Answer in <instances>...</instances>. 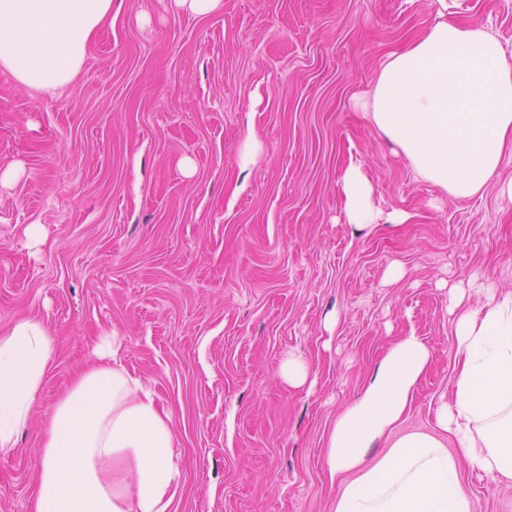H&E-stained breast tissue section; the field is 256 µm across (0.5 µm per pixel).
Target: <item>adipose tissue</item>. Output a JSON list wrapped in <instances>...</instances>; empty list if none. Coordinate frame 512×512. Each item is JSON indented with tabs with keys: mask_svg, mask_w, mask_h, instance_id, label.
<instances>
[{
	"mask_svg": "<svg viewBox=\"0 0 512 512\" xmlns=\"http://www.w3.org/2000/svg\"><path fill=\"white\" fill-rule=\"evenodd\" d=\"M112 0H0V74L45 97L79 75ZM367 117L424 181L449 197L486 189L512 151V52L482 29L439 20L377 72ZM346 223H405L383 212L358 158L339 181ZM455 379L440 414L458 442L427 433L367 456L411 407L430 349L409 335L385 352L362 395L336 419L326 455L340 492L333 512H471L459 463L512 481V291L485 288L454 324ZM58 351L33 317L0 331V453L17 445ZM103 346L59 398L37 450L36 512H171L182 483L170 410Z\"/></svg>",
	"mask_w": 512,
	"mask_h": 512,
	"instance_id": "1",
	"label": "adipose tissue"
}]
</instances>
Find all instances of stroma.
I'll return each mask as SVG.
<instances>
[{
    "label": "stroma",
    "mask_w": 512,
    "mask_h": 512,
    "mask_svg": "<svg viewBox=\"0 0 512 512\" xmlns=\"http://www.w3.org/2000/svg\"><path fill=\"white\" fill-rule=\"evenodd\" d=\"M443 6L512 50V0H224L204 16L113 0L60 96L0 75V331L33 316L59 344L0 453V512H35L43 426L113 335L173 412V512H331L329 431L412 333L430 369L370 456L411 432L456 450L436 422L455 376L448 291L512 289V202L419 179L361 108L386 52ZM352 156L406 223L341 221ZM291 354L310 364L300 387L278 374ZM460 480L472 512H512V483Z\"/></svg>",
    "instance_id": "1"
}]
</instances>
